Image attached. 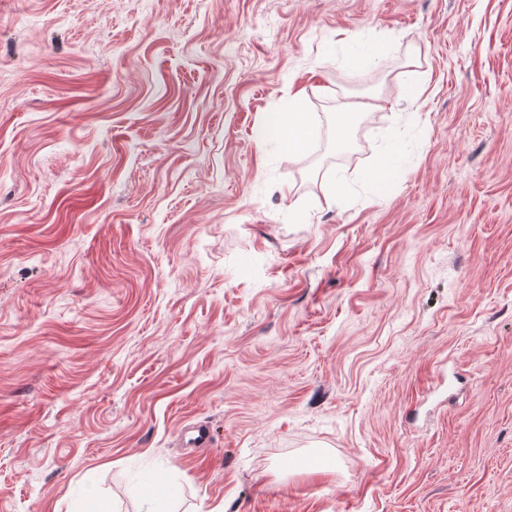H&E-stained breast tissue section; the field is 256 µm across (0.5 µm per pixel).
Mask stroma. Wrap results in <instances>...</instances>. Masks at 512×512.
<instances>
[{
	"label": "stroma",
	"mask_w": 512,
	"mask_h": 512,
	"mask_svg": "<svg viewBox=\"0 0 512 512\" xmlns=\"http://www.w3.org/2000/svg\"><path fill=\"white\" fill-rule=\"evenodd\" d=\"M149 483L512 512V0H0V512ZM259 130L260 137L276 135L288 156L304 153L312 133V115L307 112L303 99L294 97L292 112H269Z\"/></svg>",
	"instance_id": "1"
}]
</instances>
